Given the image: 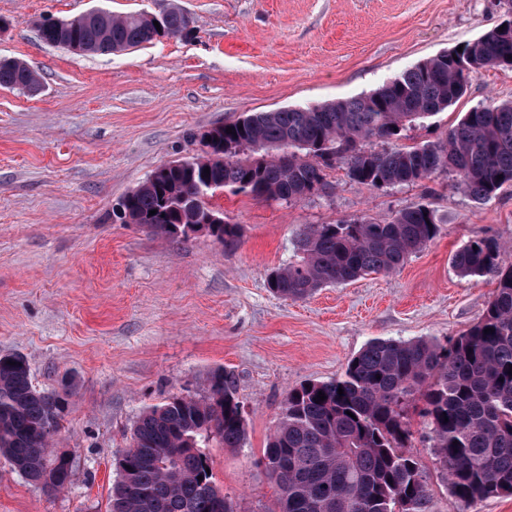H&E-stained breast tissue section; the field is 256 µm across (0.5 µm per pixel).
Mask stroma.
<instances>
[{"instance_id": "1", "label": "stroma", "mask_w": 512, "mask_h": 512, "mask_svg": "<svg viewBox=\"0 0 512 512\" xmlns=\"http://www.w3.org/2000/svg\"><path fill=\"white\" fill-rule=\"evenodd\" d=\"M180 3L194 38L77 56L41 41L37 22L97 7L153 11L159 0H0V57L41 77L34 97L0 88V353L23 355L38 389L76 384L55 440L73 461L71 484L46 494L0 458V512H107L113 459L141 411L203 396L218 370L233 381L247 439L210 449L215 481L237 512H267L277 489L261 459L287 392L338 377L371 340L445 339L477 323L496 283L458 275L453 257L467 240L496 237L512 266V186L479 203L449 171L372 189L339 163L324 190L290 203L217 195L212 205L241 229L234 246L113 223L119 199L158 166L199 153L201 132L250 112L368 94L504 13L499 0ZM492 100L512 101V69L475 74L457 103L400 143L444 139ZM420 205L439 234L400 269L298 301L268 288L303 225L384 224Z\"/></svg>"}]
</instances>
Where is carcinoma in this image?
I'll list each match as a JSON object with an SVG mask.
<instances>
[{
	"mask_svg": "<svg viewBox=\"0 0 512 512\" xmlns=\"http://www.w3.org/2000/svg\"><path fill=\"white\" fill-rule=\"evenodd\" d=\"M57 25L42 21L41 40L60 35L79 55L121 53L192 32L178 0H161L154 12L102 10L96 22L78 15L61 30ZM499 67L512 68L510 20L467 43L462 56L440 53L369 95L253 112L219 125L233 145L223 159L203 152L159 166L120 199L113 216L185 242L188 227L208 213L221 215L209 202L216 194L227 189L290 202L321 190L326 170L338 162L351 180L374 189L450 171L475 200L488 201L512 185V101L471 109L442 141L391 150L373 144L399 139L408 125L455 104L473 75ZM0 86L33 95L40 79L25 61L0 58ZM239 232L237 224H209L203 234L227 245L238 242ZM438 233L435 215L422 206L386 224L364 218L306 225L288 263L268 274V287L302 300L328 285L392 272ZM502 249L485 235L454 256L461 276L497 284L482 318L464 333L373 340L337 378L288 391L264 453L266 474L279 490L268 512H430L426 466L408 446L411 408L458 512L476 500L512 495V266L502 265ZM70 395L37 389L22 355H0V457L54 493L72 476L70 457L54 448ZM245 439L243 406L222 371L212 373L204 396L175 395L145 407L129 448L114 459L110 512H217L221 499L224 512H235L206 472L207 449L241 448Z\"/></svg>",
	"mask_w": 512,
	"mask_h": 512,
	"instance_id": "carcinoma-1",
	"label": "carcinoma"
}]
</instances>
